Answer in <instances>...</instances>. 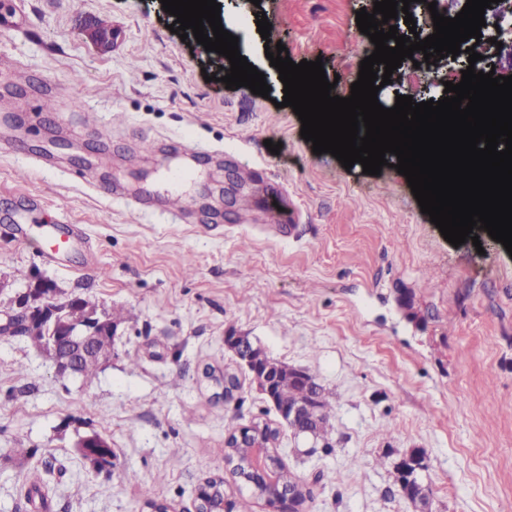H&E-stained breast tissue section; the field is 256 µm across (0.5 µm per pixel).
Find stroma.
Segmentation results:
<instances>
[{
  "instance_id": "35a3bbf8",
  "label": "stroma",
  "mask_w": 512,
  "mask_h": 512,
  "mask_svg": "<svg viewBox=\"0 0 512 512\" xmlns=\"http://www.w3.org/2000/svg\"><path fill=\"white\" fill-rule=\"evenodd\" d=\"M360 6L226 0V30L268 77L264 98L205 81L212 57L171 32L160 0H0V323L21 271L122 314L90 380L0 334V512H35L19 488L37 476L46 512H194L210 477L238 499L224 440L257 421L277 429L305 486L298 512H415L396 466L416 450L431 512H512V255L484 230L480 246H452L405 176L314 154L278 105L265 42L322 60L349 96L375 49ZM93 22L111 30L109 49L91 42ZM41 84L59 109L36 121L25 104ZM180 142L205 153L175 218L161 176ZM131 154L151 172L144 184ZM19 223L78 225L84 245L46 259ZM230 334L326 388L332 452L294 436L225 347ZM226 374L229 396L216 384ZM94 432L111 469L79 453Z\"/></svg>"
}]
</instances>
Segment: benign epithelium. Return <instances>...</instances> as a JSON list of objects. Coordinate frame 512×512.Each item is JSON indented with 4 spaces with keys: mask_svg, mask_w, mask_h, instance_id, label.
<instances>
[{
    "mask_svg": "<svg viewBox=\"0 0 512 512\" xmlns=\"http://www.w3.org/2000/svg\"><path fill=\"white\" fill-rule=\"evenodd\" d=\"M78 297L59 298L55 284L40 275L31 277L29 287L15 292L10 300L6 321L0 325L1 334L27 335V329L34 323H40L45 336L42 350L49 356L56 370L61 374H80L81 363L86 358H95L100 363L112 359V349L100 346L104 336L116 335L117 326L112 322L109 312L101 307L89 312L81 321L67 319L70 306ZM224 345L252 373L253 382L264 398L276 403L274 379L254 359L256 345L246 336H226ZM281 418L298 434L312 435L311 427L316 421L315 408L310 402H300L278 408ZM107 444L97 433L82 437L77 445L79 452L90 455L92 462L99 468H109L113 457L109 454H94L93 448H105ZM239 447L247 449L244 460L246 468L239 478L249 483L247 474L255 478L262 477L267 455L272 452L273 440L263 437L248 428L239 436ZM425 456L414 452L402 458L399 463L405 474L425 467ZM300 486L278 487V499L268 505V512H294V498Z\"/></svg>",
    "mask_w": 512,
    "mask_h": 512,
    "instance_id": "benign-epithelium-1",
    "label": "benign epithelium"
}]
</instances>
